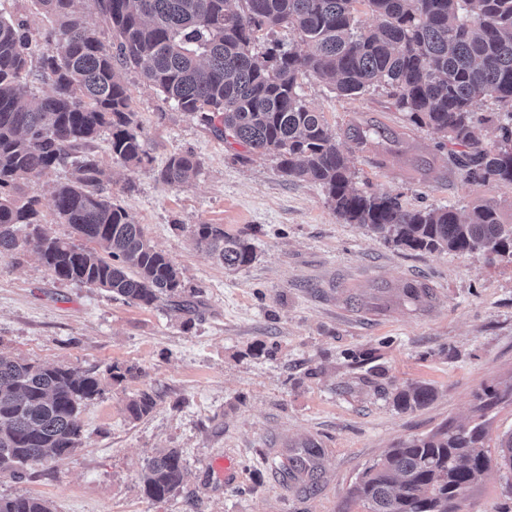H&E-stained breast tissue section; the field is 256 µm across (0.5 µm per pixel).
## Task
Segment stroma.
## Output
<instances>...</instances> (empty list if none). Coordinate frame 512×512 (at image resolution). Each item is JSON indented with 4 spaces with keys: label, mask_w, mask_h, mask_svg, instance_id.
<instances>
[{
    "label": "stroma",
    "mask_w": 512,
    "mask_h": 512,
    "mask_svg": "<svg viewBox=\"0 0 512 512\" xmlns=\"http://www.w3.org/2000/svg\"><path fill=\"white\" fill-rule=\"evenodd\" d=\"M136 131L149 160L133 169L101 132L91 144L113 201L180 269L193 297L182 310L142 307L56 279L29 250L0 260V352L97 374L103 392L82 409L75 452L0 471V496H40L52 512H362L350 491L361 471L398 442L484 417L486 445L512 432V401L477 414L475 396L512 379V261L403 249L341 221L315 183L289 180L270 154L229 146L212 127L179 112L139 69L124 70ZM301 93L339 131L374 118L397 132L396 152L342 148L357 188L400 195L409 208L468 210L496 199L512 222V188L465 182L438 133L408 122L386 93L356 97L306 76ZM192 153L199 174L174 186L160 176L173 156ZM434 163L430 176L415 167ZM56 168L36 184L40 218L70 239L51 192L70 179ZM199 224L248 239L256 258L227 270L195 245ZM420 281L430 305L403 297ZM362 299L351 307V298ZM133 367L112 380L109 369ZM431 385L434 398L402 411L397 388ZM147 390L157 404L132 419L129 399ZM322 451L314 481L286 473L300 445ZM181 451L187 477L171 497L146 498L139 476L155 453ZM224 458L223 471L212 468ZM460 512H512L497 470L466 492Z\"/></svg>",
    "instance_id": "stroma-1"
}]
</instances>
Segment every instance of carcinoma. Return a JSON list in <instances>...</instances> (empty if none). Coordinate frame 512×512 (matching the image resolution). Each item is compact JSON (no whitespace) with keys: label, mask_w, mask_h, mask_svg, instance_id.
<instances>
[{"label":"carcinoma","mask_w":512,"mask_h":512,"mask_svg":"<svg viewBox=\"0 0 512 512\" xmlns=\"http://www.w3.org/2000/svg\"><path fill=\"white\" fill-rule=\"evenodd\" d=\"M112 26L116 48L85 26L80 0H35L59 27L46 33L40 75L51 86L23 99L32 38L0 18V259L32 249L59 280L105 289L139 306L183 293L173 261L145 238L126 210L102 192V169L87 151L103 128L112 154L130 167L147 158L134 131L130 95L119 67L136 66L177 109L214 125L224 140L254 153L272 152L290 179L320 185L336 215L392 241L429 252L512 259V223L497 201L481 199L466 214L452 206L407 208L385 192L354 186L355 172L341 149L345 138L364 148L376 137L391 146L398 135L378 121L333 133L300 94V78L325 81L342 96L376 86L387 90L410 123L441 137L440 147L462 177L494 188L512 187V0H88ZM363 5L373 23L361 20ZM286 27L307 46L303 54L275 44L255 51L263 34ZM498 130L487 141L482 130ZM75 179L53 191L58 219L87 245L54 237L39 227L40 197L24 187L73 152ZM191 153L169 159L162 178L180 185L195 176ZM198 249L228 268L250 265L252 244L214 224L193 230ZM404 296L424 305V283ZM102 393L101 378L71 367H48L0 353V471L41 463L80 446V413ZM421 383L399 389L403 411L431 401ZM512 398V383L487 387L483 412ZM142 391L127 405L139 419L155 407ZM485 423L444 425L399 442L366 467L351 491L363 512H459L465 492L497 467L512 491V434L490 453ZM307 458L292 459L305 472L321 458L313 443ZM182 453L170 448L147 463L141 483L152 500L184 483ZM0 512H51L38 496L0 498Z\"/></svg>","instance_id":"cac0c4a2"}]
</instances>
